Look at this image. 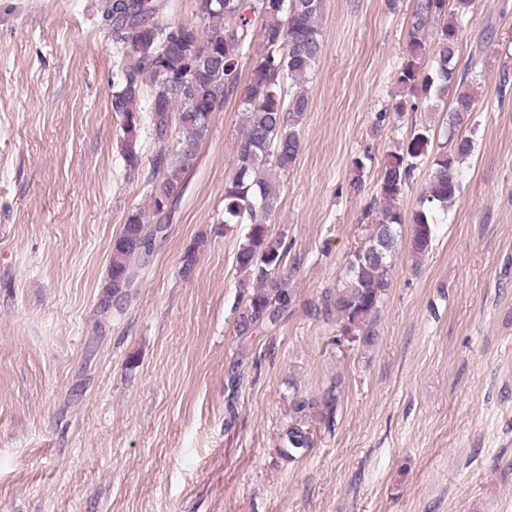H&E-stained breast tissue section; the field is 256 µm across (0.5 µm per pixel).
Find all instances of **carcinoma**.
Here are the masks:
<instances>
[{"mask_svg":"<svg viewBox=\"0 0 512 512\" xmlns=\"http://www.w3.org/2000/svg\"><path fill=\"white\" fill-rule=\"evenodd\" d=\"M166 0H107L105 17L112 23V40L125 60L113 82L112 111L122 118V160L135 173L141 165L137 105L147 83L153 85L148 134L153 152L144 184L148 209L127 214L112 243L108 275L102 285L100 310L121 315L133 296L141 271L150 262L148 243L159 239L184 196L197 152L209 137L214 114L227 101L237 102L242 133L235 173L224 185V208L217 223L245 224L248 231L236 253L240 297L235 307L237 335L250 336L276 326L292 300L288 277L280 275L286 251L282 238L271 233L278 206V178L296 163L302 142L300 127L310 100L306 85L324 52L319 19L325 0H213L198 7L201 26L160 24L154 20ZM474 0H418L407 32V59L396 75L400 88L395 112L415 110V100L448 103L443 132L435 137L421 127L407 146L387 154L377 176L378 211H368L371 224L351 254L336 296L326 304L335 311L342 335L350 343L373 346L379 336L377 313L391 285V271L402 243V227L411 225L408 253L419 265L434 239L439 214L447 213L461 195L459 164L474 152L466 131L475 128L476 98L470 89L479 57L460 66L462 21L473 12ZM262 52L252 63L248 80H241L239 59L254 38ZM429 59L430 69L421 68ZM432 156V171L419 209L407 214L401 204L412 182L417 159ZM365 163L352 162L349 188L364 189ZM207 243L198 236L181 257L182 276H189ZM338 383L322 394L325 411L320 422L335 426ZM311 434L291 427L283 436L281 453L288 458L306 454Z\"/></svg>","mask_w":512,"mask_h":512,"instance_id":"1","label":"carcinoma"}]
</instances>
